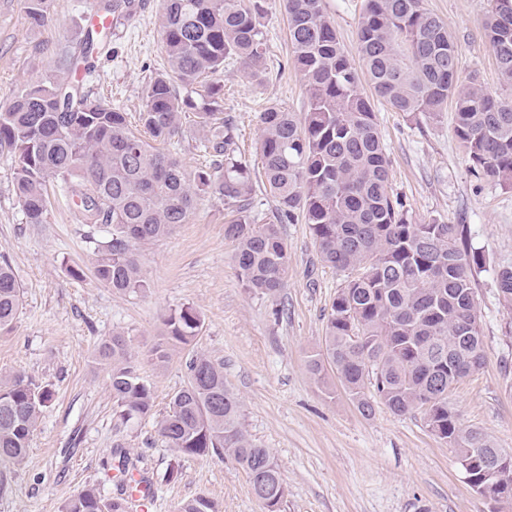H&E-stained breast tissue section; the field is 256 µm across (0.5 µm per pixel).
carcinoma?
I'll return each mask as SVG.
<instances>
[{"label":"carcinoma","instance_id":"cac0c4a2","mask_svg":"<svg viewBox=\"0 0 512 512\" xmlns=\"http://www.w3.org/2000/svg\"><path fill=\"white\" fill-rule=\"evenodd\" d=\"M288 19L292 63L307 100L302 115L272 104L259 115L262 171L237 148V129L224 118L223 87H207L202 105L177 94L217 74L236 58L253 78L266 74V0H163L161 33L170 72L146 88L139 122L155 142L183 136L194 112L208 168L189 173L182 161L136 134L125 113L91 99L61 79L32 83L0 111V154L14 165L18 206L27 224H45L47 184L75 200L85 224L107 229L94 241V275L117 292H144L149 282L140 250L187 223L200 197L232 215L225 236L235 246L241 288L275 296L288 282V248L279 225H309L321 262L346 273L327 316L322 347L310 356L317 383L333 370L361 414L377 396L396 415L416 411L457 450L475 487H488L491 512L512 509V483L491 486L502 449L482 432L462 430L448 394L484 362L477 275L485 258L466 224L441 217L417 221L394 194L389 159L363 82L391 109L438 120L454 105L455 135L473 171L512 188V98L462 80L457 47L422 0H365L357 57L340 42L323 0H279ZM485 35L501 79L512 87V0H492ZM30 28L49 19V0H25ZM274 199L275 222L253 216L256 183ZM500 303L512 307V266L496 273ZM13 267L0 263V329L19 310ZM203 320L190 306L163 319L159 363L190 345ZM96 360L108 370L115 415L152 412L150 387L138 376L124 334L100 341ZM188 381L158 422L169 448L184 456H225L260 485L266 512H279L285 489L268 449L248 435L224 367L202 355L187 361ZM52 389L23 373H0V463H20ZM63 512H123L85 490ZM177 512H216L204 495Z\"/></svg>","mask_w":512,"mask_h":512}]
</instances>
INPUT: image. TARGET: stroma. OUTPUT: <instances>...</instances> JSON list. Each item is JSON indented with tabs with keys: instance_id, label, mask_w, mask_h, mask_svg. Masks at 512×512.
<instances>
[{
	"instance_id": "35a3bbf8",
	"label": "stroma",
	"mask_w": 512,
	"mask_h": 512,
	"mask_svg": "<svg viewBox=\"0 0 512 512\" xmlns=\"http://www.w3.org/2000/svg\"><path fill=\"white\" fill-rule=\"evenodd\" d=\"M95 0H50V19L37 30L25 0H0V111L28 83L61 77L58 53L77 48L92 24ZM132 17L116 16L108 53L79 62L73 77L85 91L136 122L149 82L167 69L160 29L161 0H139ZM491 0H423L458 47L464 80L498 89L494 55L483 22ZM365 0H324V9L348 51ZM267 76L255 81L229 59L215 79L223 108L238 129V147L259 166V114L267 105L303 113L301 78L291 61L288 22L278 0H266ZM386 145L394 193L417 219L439 216L471 228L474 248L486 258L478 277L484 364L448 396L462 427L484 432L512 452V312L498 299L495 271L512 264V189L474 173L454 135L455 114L425 122L374 100ZM14 167L0 155V261L21 285L22 306L0 330V373L22 371L50 385L53 400L18 464L0 463V512H62L85 489L102 499L127 495L116 476L127 456L153 485L151 512H174L198 495L219 512H265L244 471L216 456H182L158 432L171 397L187 383V356H206L224 368L239 397L249 436L270 450L286 487L280 512H488L469 485L454 448L433 435L422 413L397 416L375 403L363 416L337 377L322 389L308 371V356L324 341L326 315L342 272L323 264L308 225L283 224L291 271L273 298L246 294L224 235V210L199 198L186 224L143 249L149 287L119 293L94 275L90 237L70 198L53 195L44 224L25 223L13 187ZM81 269L72 277V269ZM184 306L202 316L203 328L186 350L156 365L151 351L165 314ZM124 333L139 374L150 387L151 414L121 424L113 411L107 371L95 359L98 343Z\"/></svg>"
}]
</instances>
